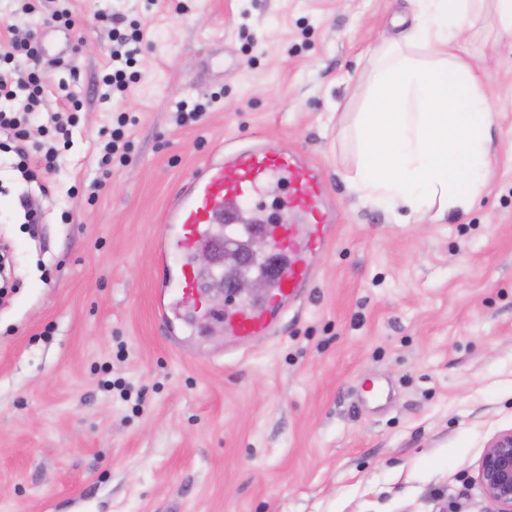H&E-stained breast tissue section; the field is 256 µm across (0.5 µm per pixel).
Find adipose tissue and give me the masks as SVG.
<instances>
[{"mask_svg":"<svg viewBox=\"0 0 512 512\" xmlns=\"http://www.w3.org/2000/svg\"><path fill=\"white\" fill-rule=\"evenodd\" d=\"M488 1L498 33L512 41V0H412L413 25L375 60L365 109L349 131L356 163L347 180L363 198L440 220L482 197L495 115L480 69L462 54L461 32ZM417 48L430 59L414 56Z\"/></svg>","mask_w":512,"mask_h":512,"instance_id":"1","label":"adipose tissue"}]
</instances>
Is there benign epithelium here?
<instances>
[{"instance_id":"7a95c632","label":"benign epithelium","mask_w":512,"mask_h":512,"mask_svg":"<svg viewBox=\"0 0 512 512\" xmlns=\"http://www.w3.org/2000/svg\"><path fill=\"white\" fill-rule=\"evenodd\" d=\"M271 240L256 234L251 240L248 257L266 258ZM267 282L259 278L233 280V288L225 291L224 302L232 303L241 295L266 291ZM478 479L486 497L496 506V512H512V430L497 435L487 447L479 466Z\"/></svg>"}]
</instances>
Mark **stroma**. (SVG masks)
Here are the masks:
<instances>
[{
  "mask_svg": "<svg viewBox=\"0 0 512 512\" xmlns=\"http://www.w3.org/2000/svg\"><path fill=\"white\" fill-rule=\"evenodd\" d=\"M72 0L82 107L45 187L0 155V512H490L482 456L512 429V46L468 32L496 116L480 201L397 223L345 179L341 129L370 60L411 24V0ZM147 37L127 97L93 88L112 40L97 11ZM205 103L179 125L178 102ZM129 160L99 166L113 113ZM300 152L335 233L275 341L233 347L221 324L156 302L163 214L222 141ZM28 196L44 211L30 227ZM389 388L362 405V382Z\"/></svg>",
  "mask_w": 512,
  "mask_h": 512,
  "instance_id": "35a3bbf8",
  "label": "stroma"
}]
</instances>
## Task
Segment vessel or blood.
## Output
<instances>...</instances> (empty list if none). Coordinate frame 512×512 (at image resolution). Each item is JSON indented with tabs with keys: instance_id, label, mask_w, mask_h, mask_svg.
I'll return each mask as SVG.
<instances>
[{
	"instance_id": "1",
	"label": "vessel or blood",
	"mask_w": 512,
	"mask_h": 512,
	"mask_svg": "<svg viewBox=\"0 0 512 512\" xmlns=\"http://www.w3.org/2000/svg\"><path fill=\"white\" fill-rule=\"evenodd\" d=\"M284 182L288 193L281 200L285 211L295 213V224L270 226L275 248L260 272L270 288L266 295L231 307H208L191 257L201 247L224 264V243H240L249 233L247 213L272 182ZM325 186L313 168L298 154L256 141L243 148L219 145L187 179L178 197L168 206L157 251L161 263L180 258L175 299L161 302L159 316L170 325L182 311H192L198 329L210 322L223 324L224 333L248 343L271 337L274 315L305 298L314 278L313 256L333 231L322 206ZM311 229H304V222Z\"/></svg>"
}]
</instances>
